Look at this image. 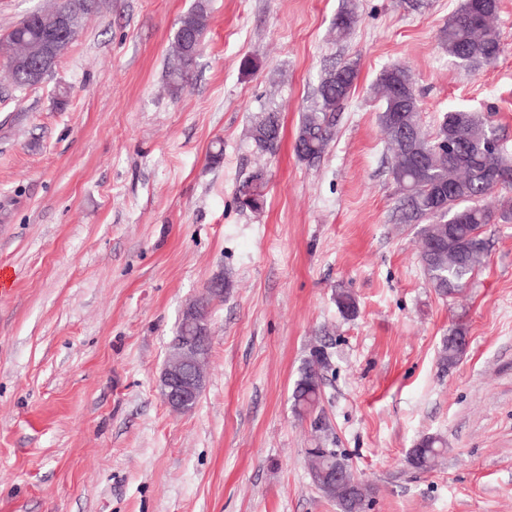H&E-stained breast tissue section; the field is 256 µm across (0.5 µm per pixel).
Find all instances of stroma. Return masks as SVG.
<instances>
[{
    "label": "stroma",
    "mask_w": 512,
    "mask_h": 512,
    "mask_svg": "<svg viewBox=\"0 0 512 512\" xmlns=\"http://www.w3.org/2000/svg\"><path fill=\"white\" fill-rule=\"evenodd\" d=\"M196 2L99 0L41 85L0 74V512H337L310 448L347 459L368 512H512V219L485 225L467 287L438 296L419 225L399 221L375 90L383 68H407L424 132L469 109L512 155V0L504 54L474 70L438 41L462 0H206L199 64L174 96L168 51ZM346 6L357 24L339 40ZM346 63L356 87L321 160L303 162L295 132ZM270 108L272 156L249 141ZM259 167L266 202L240 208ZM217 279L206 387L177 414L160 396L168 344ZM460 325L467 349L443 368ZM318 347L316 425L292 390ZM425 435L445 452L419 473L406 455ZM466 335V329L460 326L453 330V332L450 333L448 337L443 339L439 357V360L443 367H452L460 359L464 351L459 349L458 341L459 339H463L465 336L464 340L462 341L465 350L468 344V339Z\"/></svg>",
    "instance_id": "obj_1"
}]
</instances>
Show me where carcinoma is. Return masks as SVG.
I'll return each instance as SVG.
<instances>
[{"label":"carcinoma","instance_id":"obj_1","mask_svg":"<svg viewBox=\"0 0 512 512\" xmlns=\"http://www.w3.org/2000/svg\"><path fill=\"white\" fill-rule=\"evenodd\" d=\"M477 2L475 7L471 0H463L439 32L448 56L461 66L494 62L504 51L495 25L500 0ZM356 23L352 9H341L333 21L336 39L347 38ZM179 24L183 29L174 34L166 74V88L175 96L184 90L202 52L207 27L205 3L199 0ZM35 35L36 31L24 18L11 29L5 46L0 47L7 54L11 79L19 88H27L31 83L12 61L27 54ZM356 79L357 70L352 64L329 71L321 78L318 102L297 129L294 151L300 160L309 164L320 160L333 138L336 112L349 97ZM377 88L382 101L378 121L391 153L390 174L396 185L405 187L398 197L400 219L405 224L426 221L420 229V258L425 275L439 296L457 294L466 287L486 255V242L476 231L492 220V210L485 204L487 197L500 186L512 185V164L502 151L491 147V141L499 140L495 129L482 115L466 109L445 113L439 124L438 131L454 143V150L436 148V141L420 126L418 94L408 69L395 66L382 70ZM405 101L409 107L402 115V123L390 125L387 113ZM251 139L257 153L275 154L281 141L278 113H263L251 129ZM265 187L259 171L252 172L238 188L237 198L244 199L241 207L261 208ZM336 305L344 315L357 312L356 299L346 290L336 294ZM466 335V329L460 326L443 339L439 357L443 367L449 368L460 359L463 350L459 349L458 341ZM327 364V353L317 349L300 369L292 393L299 416L320 408L321 370ZM444 451L441 438L427 435L418 441L414 455L406 461L411 468L427 472ZM307 454L314 484L336 502L339 512H361L372 495L370 486L348 487L323 479V475L338 466L350 468L345 459L334 450L328 453L321 448H310Z\"/></svg>","mask_w":512,"mask_h":512}]
</instances>
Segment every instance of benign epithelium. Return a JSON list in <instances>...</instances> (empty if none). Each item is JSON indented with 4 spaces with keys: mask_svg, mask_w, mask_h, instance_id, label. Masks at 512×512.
<instances>
[{
    "mask_svg": "<svg viewBox=\"0 0 512 512\" xmlns=\"http://www.w3.org/2000/svg\"><path fill=\"white\" fill-rule=\"evenodd\" d=\"M42 21L40 37L33 40L23 70L30 82L41 84L55 62L68 50L77 37V26L63 8ZM180 321L193 326L194 335L177 336L169 343L167 359L160 379V395L175 412L194 408L206 383L205 365L211 347V329L207 304L202 300L188 302L181 311Z\"/></svg>",
    "mask_w": 512,
    "mask_h": 512,
    "instance_id": "benign-epithelium-1",
    "label": "benign epithelium"
}]
</instances>
